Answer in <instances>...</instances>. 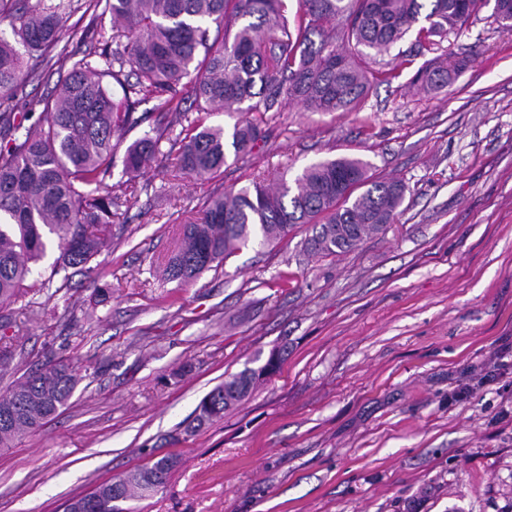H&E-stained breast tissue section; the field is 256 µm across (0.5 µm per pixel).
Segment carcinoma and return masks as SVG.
Segmentation results:
<instances>
[{"label": "carcinoma", "instance_id": "carcinoma-1", "mask_svg": "<svg viewBox=\"0 0 512 512\" xmlns=\"http://www.w3.org/2000/svg\"><path fill=\"white\" fill-rule=\"evenodd\" d=\"M300 14L289 24L286 0H0V323L6 307L46 289L70 288L69 269L85 267L103 247L94 232L112 230L121 208L136 199L134 177L174 157L178 170L214 174L226 165L221 126H202L184 107L193 96L196 111H222L236 118L234 159L250 155L265 138L246 112H280L296 104L306 112H352L374 81L399 77L364 67L370 52L388 51L411 31L420 45L468 23L492 6L499 28L512 33V0H298ZM80 14L84 24L79 53L69 50ZM112 18V33L102 27ZM234 30L217 45L209 25ZM354 44L349 52L336 43ZM467 60L431 62L411 83L429 91L448 86ZM60 74L57 94L26 92L46 73ZM122 92L118 97L110 84ZM155 101L152 133L130 144L123 156L128 179L112 183L116 141L136 126V106ZM181 133L174 134L176 127ZM169 149L162 152L161 143ZM370 164L341 157L305 167L272 191L260 183L208 202L204 221L181 227V246L164 275L181 284L198 278L250 243L268 244L296 224L312 225L304 250L313 256L344 253L381 231L402 205L405 186L371 179ZM57 239L58 256L48 278L24 287L40 262L47 239ZM17 355L0 343V373ZM261 377L246 367L207 393L197 406L193 432L224 418L248 396ZM76 371L59 362L30 370L1 403L0 447L39 430L63 409L78 385ZM177 459L164 456L152 466L97 483L69 499L64 512H124L119 503L164 486L150 473L171 477Z\"/></svg>", "mask_w": 512, "mask_h": 512}]
</instances>
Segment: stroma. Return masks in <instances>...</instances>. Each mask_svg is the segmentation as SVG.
Segmentation results:
<instances>
[{"label":"stroma","mask_w":512,"mask_h":512,"mask_svg":"<svg viewBox=\"0 0 512 512\" xmlns=\"http://www.w3.org/2000/svg\"><path fill=\"white\" fill-rule=\"evenodd\" d=\"M468 58L438 91L433 58ZM356 112L264 113L253 153L211 176L152 167L138 202L67 299L0 328L25 369L81 380L36 433L0 450V512H62L96 481L172 454L168 483L131 512H512V34L480 9L420 49L372 55ZM367 161L406 187L393 222L344 253L311 233L251 244L180 285L163 269L213 194L326 159ZM100 293H92L88 278ZM281 349L280 369L223 420L185 437L201 398ZM471 385L458 401L453 393ZM467 65L465 58L456 59L448 65V61L428 63L417 71L412 77L411 83L420 84L423 89L429 91L440 90L448 86L454 75L464 69Z\"/></svg>","instance_id":"1"}]
</instances>
